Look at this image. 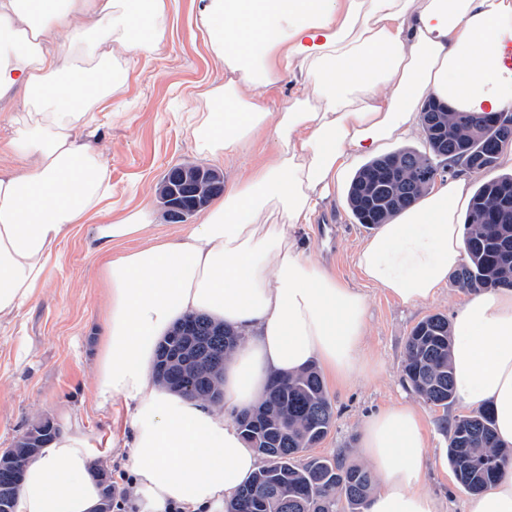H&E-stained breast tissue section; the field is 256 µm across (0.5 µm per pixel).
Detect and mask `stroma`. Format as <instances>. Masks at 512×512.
Wrapping results in <instances>:
<instances>
[{
	"label": "stroma",
	"instance_id": "stroma-1",
	"mask_svg": "<svg viewBox=\"0 0 512 512\" xmlns=\"http://www.w3.org/2000/svg\"><path fill=\"white\" fill-rule=\"evenodd\" d=\"M202 4L203 0H175L165 47L157 55L138 59L127 91L112 102V122L100 128L97 141L112 175V207L94 216L92 224L117 218L146 202L154 212L153 235H176L182 226L167 219L158 199L159 185L170 168L199 164L229 182L268 160L271 147L262 140L240 158L213 160L196 150L184 129L183 114L193 93L224 80L223 64L211 55L194 25ZM346 193V187H339L330 207L313 224L309 250L366 295L364 350L376 374L327 384L334 424L311 453L363 464L359 442L365 419L400 402L417 405L427 438L419 487L445 512H463L469 494L448 464L442 422L467 414L468 409L456 403L445 410L420 403L402 379V364L412 328L428 315H451L466 291L451 281L435 299L406 306L368 283L355 265L354 253L372 229L356 222ZM90 226L77 225L62 245L37 300L15 322L0 325V448L12 447L18 436L44 417L60 427L78 418L92 435H106L113 428L111 416L101 412L94 399V366L106 298L98 281Z\"/></svg>",
	"mask_w": 512,
	"mask_h": 512
}]
</instances>
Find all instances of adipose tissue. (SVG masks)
I'll return each instance as SVG.
<instances>
[{"instance_id":"ef3b65f1","label":"adipose tissue","mask_w":512,"mask_h":512,"mask_svg":"<svg viewBox=\"0 0 512 512\" xmlns=\"http://www.w3.org/2000/svg\"><path fill=\"white\" fill-rule=\"evenodd\" d=\"M170 0H0V322L36 299L75 227L112 197L90 139L128 88L132 65L166 43ZM512 0H205L196 17L223 84L195 94L185 126L215 160L260 138L272 158L228 184L224 198L177 235L148 240L150 205L93 226L106 307L95 367L99 408L121 434L65 428L27 460L13 512H97L101 449H128L137 512H230L262 459L237 422L277 377L316 366L336 381L364 373L367 301L312 257L304 238L350 162L417 132L416 107L512 110L499 92ZM301 87L281 110L254 91ZM468 180L450 175L397 213L355 254L362 275L407 305L433 299L463 260ZM131 240L134 248L113 252ZM206 313L240 344L224 368L223 407L172 392L155 375L159 343ZM456 403L489 408L512 446V288L472 291L451 318ZM426 435L396 404L364 423L360 452L379 488L365 512H440L419 491ZM465 512H512V460Z\"/></svg>"}]
</instances>
